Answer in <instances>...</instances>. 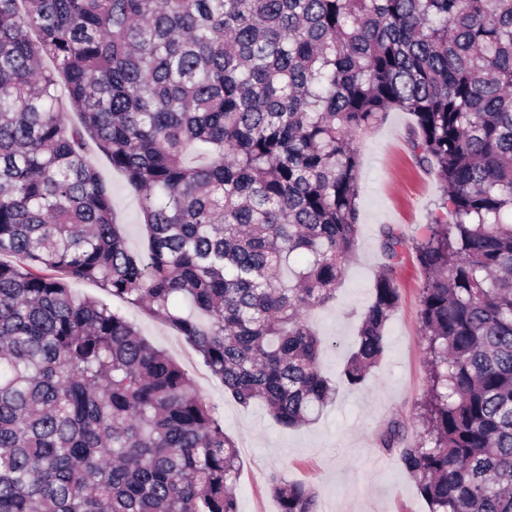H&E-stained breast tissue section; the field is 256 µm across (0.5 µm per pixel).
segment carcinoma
Returning <instances> with one entry per match:
<instances>
[{
  "mask_svg": "<svg viewBox=\"0 0 512 512\" xmlns=\"http://www.w3.org/2000/svg\"><path fill=\"white\" fill-rule=\"evenodd\" d=\"M391 111L442 196L414 247L424 429L381 446L429 512H512V0H0V512H238L215 407L69 281L162 320L238 404L311 423L336 386L306 315L357 246L354 139ZM89 140L138 193L139 251ZM381 248L353 388L400 301L404 242ZM271 492L314 512L309 486Z\"/></svg>",
  "mask_w": 512,
  "mask_h": 512,
  "instance_id": "obj_1",
  "label": "carcinoma"
}]
</instances>
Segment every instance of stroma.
<instances>
[{"label":"stroma","mask_w":512,"mask_h":512,"mask_svg":"<svg viewBox=\"0 0 512 512\" xmlns=\"http://www.w3.org/2000/svg\"><path fill=\"white\" fill-rule=\"evenodd\" d=\"M414 124L406 112L392 111L356 139L361 169L360 235L335 301L310 312L308 322L329 347L322 358L329 378H337L344 354L352 347L360 314L386 259L383 229L405 246L395 270L401 298L386 328L380 364L357 389L338 385L336 398L311 424L288 429L275 423L259 404L244 407L199 362L192 346L139 308L113 299L96 283L73 282L74 292L109 303L137 324L142 334L182 365L224 419L240 460L239 512H278L270 479L280 476L317 493L315 512H428L416 481L383 451L379 436L390 422L415 435L419 403L429 385L425 343L420 334V289L424 277L414 243L421 238L441 195L435 174L420 167L408 142ZM87 154L112 190L116 220L132 249L142 244L137 194L108 159L89 146Z\"/></svg>","instance_id":"stroma-1"}]
</instances>
